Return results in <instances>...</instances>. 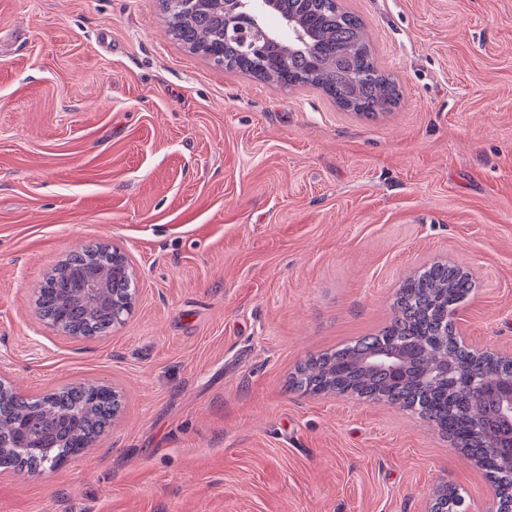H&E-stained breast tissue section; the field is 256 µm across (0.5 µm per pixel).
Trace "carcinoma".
I'll use <instances>...</instances> for the list:
<instances>
[{
	"mask_svg": "<svg viewBox=\"0 0 512 512\" xmlns=\"http://www.w3.org/2000/svg\"><path fill=\"white\" fill-rule=\"evenodd\" d=\"M171 36L193 53L221 66L286 86H313L340 108L365 117L390 111L400 100L398 84L378 67L362 20L330 0H285L286 11L302 25L305 41L272 47L282 57L271 65L245 55L226 30L224 11L204 0H162ZM107 246L89 245L70 254L45 277L35 306L48 326L74 337L105 336L131 310L134 282L129 272L111 274L105 305L87 297L85 277L112 271ZM474 288L468 274L433 263L409 276L395 302L396 314L375 334L307 359L290 377L295 390L312 394H355L398 405L436 427L464 449L497 484L494 512H512V477L494 454L499 431L477 425L470 376H512V360L478 355L459 342L453 314ZM391 347L408 356L405 376L396 381L385 366L370 369L367 357ZM120 408L112 389L70 384L38 398L0 395V438L16 443L15 423L23 421L31 438L25 447L0 452V471L34 475L56 469L89 447ZM462 497L445 487L433 512H460Z\"/></svg>",
	"mask_w": 512,
	"mask_h": 512,
	"instance_id": "1",
	"label": "carcinoma"
}]
</instances>
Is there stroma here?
I'll return each instance as SVG.
<instances>
[{"label":"stroma","mask_w":512,"mask_h":512,"mask_svg":"<svg viewBox=\"0 0 512 512\" xmlns=\"http://www.w3.org/2000/svg\"><path fill=\"white\" fill-rule=\"evenodd\" d=\"M402 97L367 119L214 65L161 0H0V358L23 393L124 407L61 468L0 473V512H429L494 484L411 411L289 389L378 331L434 261L453 321L512 350V0H342ZM136 269L125 324L46 328V273L91 243Z\"/></svg>","instance_id":"obj_1"}]
</instances>
